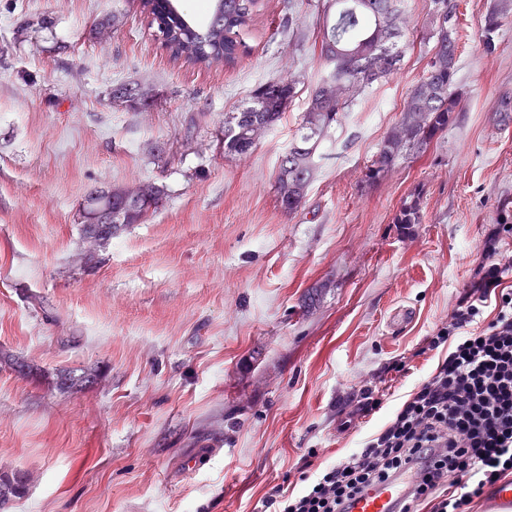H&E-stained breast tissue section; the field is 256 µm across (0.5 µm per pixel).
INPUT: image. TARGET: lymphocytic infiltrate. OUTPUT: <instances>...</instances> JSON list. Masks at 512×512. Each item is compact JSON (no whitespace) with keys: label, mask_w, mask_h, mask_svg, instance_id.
Segmentation results:
<instances>
[{"label":"lymphocytic infiltrate","mask_w":512,"mask_h":512,"mask_svg":"<svg viewBox=\"0 0 512 512\" xmlns=\"http://www.w3.org/2000/svg\"><path fill=\"white\" fill-rule=\"evenodd\" d=\"M490 263L428 337L429 350L447 349L434 372L361 448L308 477L310 457L293 471L302 488L275 486L264 512H349L353 502L388 482L406 489L400 512H472L488 489L512 475V291ZM498 288L496 314L483 318L489 288Z\"/></svg>","instance_id":"f902f5d3"}]
</instances>
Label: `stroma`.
<instances>
[{"mask_svg":"<svg viewBox=\"0 0 512 512\" xmlns=\"http://www.w3.org/2000/svg\"><path fill=\"white\" fill-rule=\"evenodd\" d=\"M454 89L463 109L422 155L364 179L427 70L433 0H407L400 69L367 88L321 141L305 200L281 209L276 175L326 76L318 0H259L231 66L173 59L140 0H0V472L26 479L8 512H262L307 453L342 458L436 368L424 340L512 233V14L485 52L490 0H457ZM113 28L96 29L102 16ZM299 93L244 156L224 119L254 89ZM147 93L134 110L121 84ZM163 185L159 206L86 237L93 189ZM424 221L393 218L411 194ZM382 408L338 413L398 358ZM95 384L62 388L60 370ZM209 451L199 470L187 458Z\"/></svg>","mask_w":512,"mask_h":512,"instance_id":"stroma-1","label":"stroma"}]
</instances>
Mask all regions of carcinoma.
<instances>
[{"instance_id":"obj_1","label":"carcinoma","mask_w":512,"mask_h":512,"mask_svg":"<svg viewBox=\"0 0 512 512\" xmlns=\"http://www.w3.org/2000/svg\"><path fill=\"white\" fill-rule=\"evenodd\" d=\"M403 0H321L325 22L321 53L330 70L315 88L303 115L299 133L282 155L277 175L280 207L288 213L298 209L318 167L317 149L328 129L341 122L343 112L358 96V91L338 97L332 104L318 102L321 87L334 84L342 89L351 84L359 91L375 82L388 79L400 69L401 32L396 26ZM258 0H221L214 3L211 19L203 30L197 29L181 13L170 14L157 27L161 45L178 60L210 66L231 65L240 55L239 31L246 28ZM437 14L447 18V25L435 24L429 33L433 54L424 76L411 88L398 126L386 137L372 164L366 167V181L381 179L403 153L420 155L448 129L460 102L451 91L457 57L456 4L454 0H435ZM512 10V0H493L488 7L484 26L499 27L503 16ZM113 97L132 109L143 107L136 88L123 85ZM297 95V87L283 86L276 80L260 84L252 93L251 104L234 112L224 121V154L242 156L255 146V127L274 126ZM164 188L149 184L135 200L126 196L123 187L109 189L112 207V230L122 224H139L157 207ZM419 197L405 201L395 223L408 226L422 223ZM25 481L20 476L0 477V509L20 496Z\"/></svg>"}]
</instances>
